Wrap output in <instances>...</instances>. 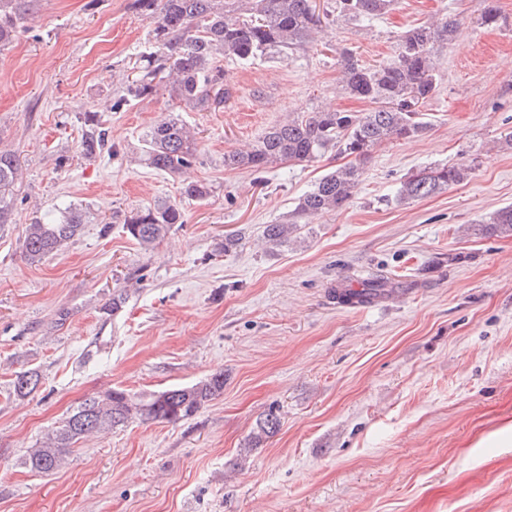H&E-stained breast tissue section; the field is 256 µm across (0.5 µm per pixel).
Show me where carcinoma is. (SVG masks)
I'll list each match as a JSON object with an SVG mask.
<instances>
[{
	"instance_id": "1",
	"label": "carcinoma",
	"mask_w": 512,
	"mask_h": 512,
	"mask_svg": "<svg viewBox=\"0 0 512 512\" xmlns=\"http://www.w3.org/2000/svg\"><path fill=\"white\" fill-rule=\"evenodd\" d=\"M394 0H336L339 17L373 20L388 13ZM38 0H0V51L6 49L34 15ZM131 8L152 26V45L134 77L127 81L112 109L119 110L154 95L159 86L192 110L219 108L230 91L222 82L219 58L232 55L248 62L267 55L286 53L322 31L315 0H132ZM464 23L446 14L406 30L399 39L395 59L374 66L358 63L350 50L338 60L340 90L368 102L366 112L335 108L308 113L292 112L288 119L269 128L244 149L224 154V167L261 172L282 162H310L330 149L354 157V161L323 176L303 194L291 221L268 224L266 242L280 246L307 223L310 216L342 208L352 198L362 171L360 163L381 144L418 136L429 122L421 104L438 88L437 54L461 33ZM80 152L94 158L108 143V130L94 112L81 118ZM147 149L141 158L147 167L168 175L190 168L197 159L194 131L179 116L169 114L146 133ZM472 165L461 161L429 168L401 183L398 196L404 201L435 195L465 181ZM19 160L0 149V224L8 223L19 183ZM184 223L182 208L159 202L125 218L123 232L149 250L171 229ZM83 214L74 208L60 219L37 220L27 225L23 254L31 264L59 250L82 228ZM484 235L512 236V206L499 209L486 223L477 225ZM391 282L373 276L361 291L342 299L344 304L371 305L389 294ZM128 299L117 288L104 306L115 315ZM40 383L36 371L22 372L13 381L14 395L24 398ZM224 392V374H215L193 385L135 397L121 389L78 403L62 427L38 448H30L23 464L31 472L48 474L67 461L73 445L90 435L111 431L134 420L177 423L192 417L206 403ZM280 425L269 413L257 424L253 440L259 443Z\"/></svg>"
}]
</instances>
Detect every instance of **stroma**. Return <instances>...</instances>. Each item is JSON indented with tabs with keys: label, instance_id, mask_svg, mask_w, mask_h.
<instances>
[{
	"label": "stroma",
	"instance_id": "35a3bbf8",
	"mask_svg": "<svg viewBox=\"0 0 512 512\" xmlns=\"http://www.w3.org/2000/svg\"><path fill=\"white\" fill-rule=\"evenodd\" d=\"M129 3L39 0L0 51V149L23 171L0 224V512H512V236L473 230L512 205V0H396L283 56L223 57L230 97L181 112L200 137L184 178L139 161L149 127L176 110L166 90L112 109L117 75L151 50V26ZM491 5L497 25H476ZM447 11L466 26L438 53L429 128L373 150L345 206L285 245L259 246L344 159L330 151L253 173L225 168V152L291 112L366 110L337 87L340 50L388 62L403 31ZM84 112L97 113L113 153L81 154ZM463 160V184L398 199L409 176ZM190 180L210 196L188 198ZM165 200L184 222L143 250L124 218ZM70 205L84 215L79 235L28 263L27 224ZM372 275L401 291L368 307L328 295ZM123 285L125 307L104 314ZM28 370L37 391L14 397ZM215 373L223 394L187 420L78 441L51 475L22 464L84 399ZM271 412L278 430L251 446Z\"/></svg>",
	"mask_w": 512,
	"mask_h": 512
}]
</instances>
